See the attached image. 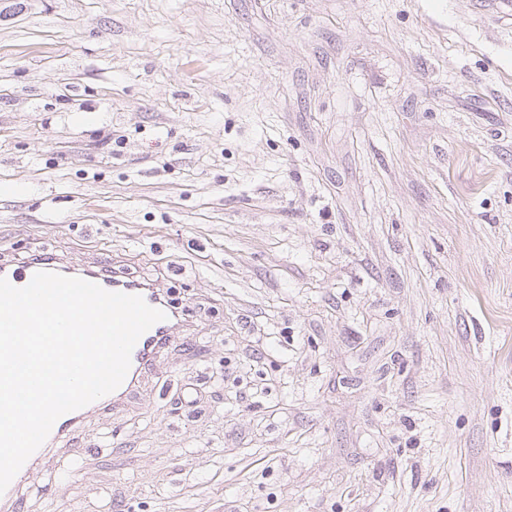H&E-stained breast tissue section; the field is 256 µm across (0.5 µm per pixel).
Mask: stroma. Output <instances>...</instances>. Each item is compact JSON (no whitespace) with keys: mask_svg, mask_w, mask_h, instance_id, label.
Masks as SVG:
<instances>
[{"mask_svg":"<svg viewBox=\"0 0 512 512\" xmlns=\"http://www.w3.org/2000/svg\"><path fill=\"white\" fill-rule=\"evenodd\" d=\"M38 249L190 328L24 512H512L493 0H0V255Z\"/></svg>","mask_w":512,"mask_h":512,"instance_id":"stroma-1","label":"stroma"}]
</instances>
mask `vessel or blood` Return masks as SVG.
<instances>
[{"label":"vessel or blood","mask_w":512,"mask_h":512,"mask_svg":"<svg viewBox=\"0 0 512 512\" xmlns=\"http://www.w3.org/2000/svg\"><path fill=\"white\" fill-rule=\"evenodd\" d=\"M59 264V258L48 253L37 262L28 260L0 266V278L7 279L14 286L22 287L30 282L35 273L56 271ZM84 277L106 290L141 296L149 306L162 310L166 315L164 321L153 325L137 341L131 355V366L123 383L109 395L110 400L116 403L132 397L137 392L141 372L150 367L157 356L172 345L176 336L183 330V321L165 300L158 283L132 279L120 266L116 265L109 269L99 266L85 272ZM33 470V462L24 464L6 492L0 495V512H20L22 503L19 487L24 480L32 476Z\"/></svg>","instance_id":"obj_1"}]
</instances>
